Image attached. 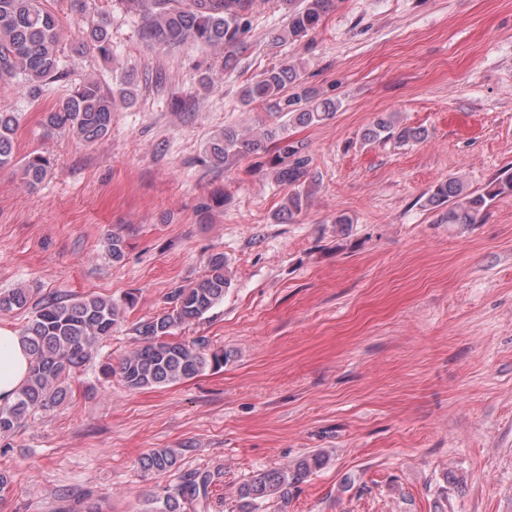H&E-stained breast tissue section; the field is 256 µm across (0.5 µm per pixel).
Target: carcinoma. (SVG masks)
<instances>
[{
	"instance_id": "1",
	"label": "carcinoma",
	"mask_w": 512,
	"mask_h": 512,
	"mask_svg": "<svg viewBox=\"0 0 512 512\" xmlns=\"http://www.w3.org/2000/svg\"><path fill=\"white\" fill-rule=\"evenodd\" d=\"M128 13L142 23V34L155 43L175 49L187 42L217 46L230 57L246 48L253 0H120ZM288 21L274 35L276 42H297L319 27L333 0H279ZM62 27L44 0H0V88L22 86L30 100H38L45 87L66 74L61 47ZM79 49L91 50L110 58L112 41L105 24L86 31ZM297 65L286 61L266 69L240 92L244 105L268 102L273 116L282 120L259 135L246 136L226 126L213 135L204 150L205 162L219 169L234 161L261 152L264 166L273 179L291 189L282 215L302 212L309 196L308 176L312 158L302 143L288 136L292 124H321L336 114V103L310 89L286 94L298 85ZM138 83L129 73L117 91L107 90L96 80H88L70 90L59 105L44 115L49 130L64 128L82 142L93 143L112 128L116 99L132 104L137 99ZM20 113L0 110V167L19 166L30 185L40 183L50 166L49 157L31 152L16 159L14 136ZM426 130L399 124L395 114L381 116L365 130L364 140L400 143L424 139ZM512 195V167L503 170L478 192L457 177L436 182L428 192L426 205L440 212L443 224H480L489 206L502 196ZM231 287L225 273L224 255L211 256L204 275L195 282L173 289L166 297L167 310L135 327L138 348L125 357L119 375L132 390L162 387L195 378L204 371L224 367L226 355L212 350L205 340H178L175 331L185 323L205 318L224 302ZM31 296L23 288L0 295V311L28 308ZM125 310L99 296L85 295L70 300L47 297L35 304L32 316L20 336L30 356V370L14 401L0 406V436H8L33 412L60 403L67 394L65 376L83 365L93 347L123 319ZM181 453L172 448H154L138 459L145 473L166 472L179 462ZM323 465V457L312 454L298 461L291 470L268 469L238 488V512H261L274 494L288 498L292 486ZM215 473L192 469L179 476L173 486H164L151 495V512H187L207 500Z\"/></svg>"
}]
</instances>
